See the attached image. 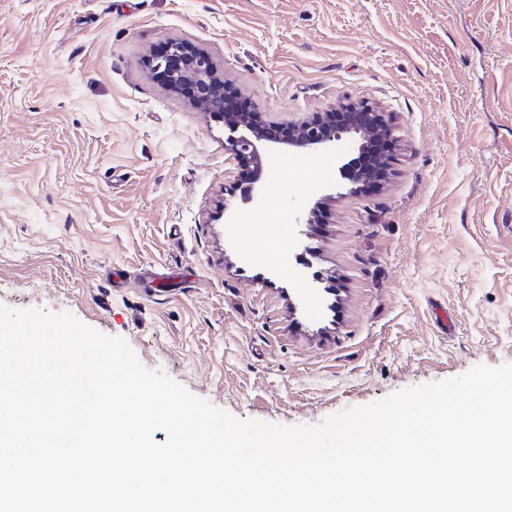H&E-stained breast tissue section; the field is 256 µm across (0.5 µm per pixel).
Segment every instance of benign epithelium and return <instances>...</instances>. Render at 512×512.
<instances>
[{
  "mask_svg": "<svg viewBox=\"0 0 512 512\" xmlns=\"http://www.w3.org/2000/svg\"><path fill=\"white\" fill-rule=\"evenodd\" d=\"M150 67L154 72L167 71L169 84L174 88L182 83L194 84L198 91L194 105L198 110L224 113V128L228 131L225 150L235 156L252 158L258 168L263 165L259 148L261 142L288 148L323 150L350 137L354 140L357 156L348 166V175L352 181L360 183L371 174L370 170L360 166V160L374 154L377 144L391 136L390 119L365 101L342 102L339 110L343 120L340 122L336 121L334 109L298 125H275L266 121L259 112H227L225 101L233 89L216 75L207 55L192 52L180 42H171L165 53L153 55ZM274 127L284 130L286 137L270 138L268 131Z\"/></svg>",
  "mask_w": 512,
  "mask_h": 512,
  "instance_id": "7a95c632",
  "label": "benign epithelium"
}]
</instances>
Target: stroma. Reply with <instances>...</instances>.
I'll return each mask as SVG.
<instances>
[{
  "label": "stroma",
  "instance_id": "obj_1",
  "mask_svg": "<svg viewBox=\"0 0 512 512\" xmlns=\"http://www.w3.org/2000/svg\"><path fill=\"white\" fill-rule=\"evenodd\" d=\"M172 41L268 121L387 113L378 190L272 147L261 207L227 228L241 160L151 71ZM0 304L286 426L512 363V0H0Z\"/></svg>",
  "mask_w": 512,
  "mask_h": 512
}]
</instances>
